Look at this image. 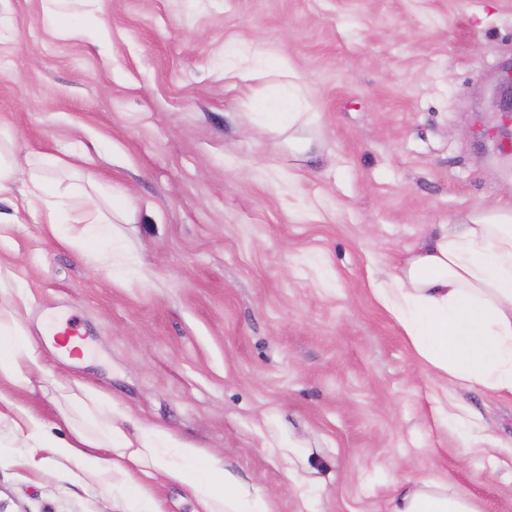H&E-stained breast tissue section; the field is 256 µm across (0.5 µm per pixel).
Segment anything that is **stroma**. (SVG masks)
<instances>
[{
  "label": "stroma",
  "instance_id": "obj_1",
  "mask_svg": "<svg viewBox=\"0 0 512 512\" xmlns=\"http://www.w3.org/2000/svg\"><path fill=\"white\" fill-rule=\"evenodd\" d=\"M49 8L0 0V139L61 158L41 167L60 195L93 176L124 268L47 238L14 169L0 279L28 284L52 374L12 397L80 428L53 397L79 380L273 512H391L407 476L512 512V395L449 385L372 293L427 231L512 207V0H69L67 35ZM238 45L264 79L225 81ZM273 105L307 113L308 155ZM60 322L84 352H59ZM40 455L0 424V512H132ZM149 485L157 512H193Z\"/></svg>",
  "mask_w": 512,
  "mask_h": 512
}]
</instances>
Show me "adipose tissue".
<instances>
[{"instance_id": "1", "label": "adipose tissue", "mask_w": 512, "mask_h": 512, "mask_svg": "<svg viewBox=\"0 0 512 512\" xmlns=\"http://www.w3.org/2000/svg\"><path fill=\"white\" fill-rule=\"evenodd\" d=\"M24 205L39 215L48 237L74 247L83 246L89 234L112 233L87 193L59 200L56 188L35 170ZM70 216L76 224L62 234L61 223ZM3 295L8 302L0 305V382L17 385L31 375H48L44 353L22 320L28 288L17 280L0 281ZM375 297L415 352L450 384L512 395V212L482 216L425 239ZM54 388L60 400L82 409L87 428L57 436L54 423L0 391V406L14 428L39 440L47 458L72 463L99 486L126 485L141 503L150 499L143 478L155 470L191 489L194 512H272L263 494L231 485L217 458L157 426L128 433L79 381H59ZM392 512L479 510L467 495L419 477L395 497Z\"/></svg>"}]
</instances>
